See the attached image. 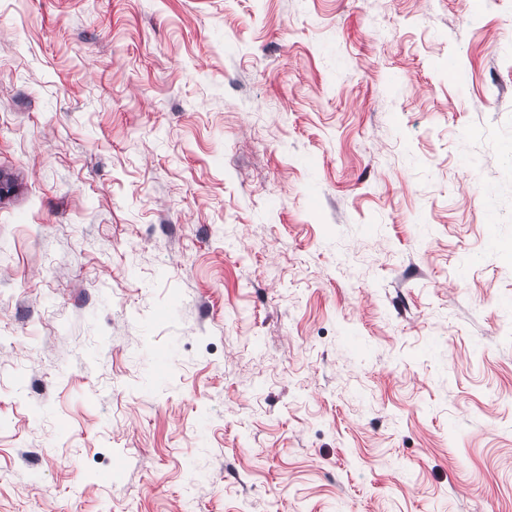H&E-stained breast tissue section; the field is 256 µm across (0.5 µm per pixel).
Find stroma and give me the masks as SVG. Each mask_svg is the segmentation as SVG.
<instances>
[{
    "mask_svg": "<svg viewBox=\"0 0 512 512\" xmlns=\"http://www.w3.org/2000/svg\"><path fill=\"white\" fill-rule=\"evenodd\" d=\"M511 151L512 0H0V512H512Z\"/></svg>",
    "mask_w": 512,
    "mask_h": 512,
    "instance_id": "1",
    "label": "stroma"
}]
</instances>
